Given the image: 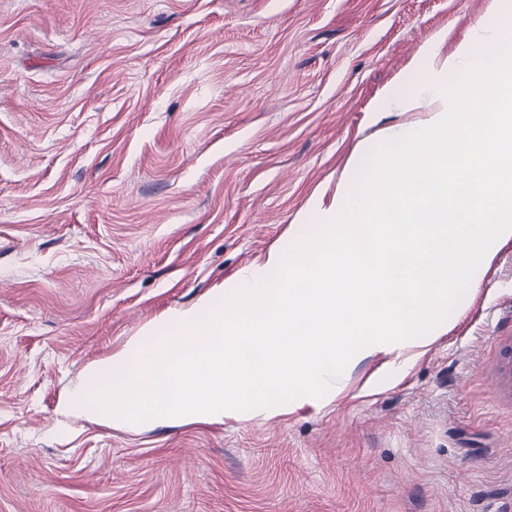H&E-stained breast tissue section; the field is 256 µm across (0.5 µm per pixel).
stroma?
Returning <instances> with one entry per match:
<instances>
[{"mask_svg": "<svg viewBox=\"0 0 512 512\" xmlns=\"http://www.w3.org/2000/svg\"><path fill=\"white\" fill-rule=\"evenodd\" d=\"M492 0H0V512H512V242L330 403L110 426L91 361L318 230Z\"/></svg>", "mask_w": 512, "mask_h": 512, "instance_id": "1", "label": "stroma"}]
</instances>
